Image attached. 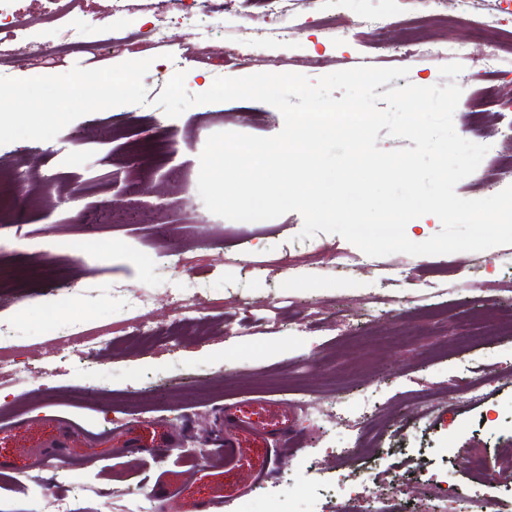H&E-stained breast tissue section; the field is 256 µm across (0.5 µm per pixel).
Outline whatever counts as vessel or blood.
I'll use <instances>...</instances> for the list:
<instances>
[{
	"label": "vessel or blood",
	"mask_w": 512,
	"mask_h": 512,
	"mask_svg": "<svg viewBox=\"0 0 512 512\" xmlns=\"http://www.w3.org/2000/svg\"><path fill=\"white\" fill-rule=\"evenodd\" d=\"M224 431L218 460L194 464L189 475L162 473L152 488L153 497L177 505L179 512H223L234 499L251 493L269 477L279 449L296 439L287 406L262 401L243 407L224 405ZM119 436L127 450L160 452L175 447L172 433L151 432L132 425Z\"/></svg>",
	"instance_id": "obj_1"
}]
</instances>
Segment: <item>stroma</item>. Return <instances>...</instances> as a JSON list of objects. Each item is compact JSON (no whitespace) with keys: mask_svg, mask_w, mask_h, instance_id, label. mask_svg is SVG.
Listing matches in <instances>:
<instances>
[{"mask_svg":"<svg viewBox=\"0 0 512 512\" xmlns=\"http://www.w3.org/2000/svg\"><path fill=\"white\" fill-rule=\"evenodd\" d=\"M8 7L29 24L17 34L20 61L0 68V88L23 85L48 101L50 117L41 128L24 114L0 127V164L17 163L28 178L20 207L13 180H0V238L10 243L0 252V320L18 323L23 347L0 365V426L22 420L44 431L66 415L100 432L134 421L164 425L180 443L119 454L97 445L58 478L26 457L0 481V512H55L59 495L70 512H132L162 470L216 455L224 404L260 397L295 405L298 441L265 485L224 512H336L337 498L361 484L373 512L377 498L397 490L411 499L434 475L458 512L479 495L512 512V492L467 469L479 449L499 470L502 449L512 448V334L479 339L486 311L512 308V245L375 258L336 234L300 238L296 212L258 222L216 216L198 193L208 136H273L280 112L233 100L170 118L155 103L179 71L192 94L245 72L314 81L358 66L405 67L393 86H432L445 84L440 68L456 60L454 126L495 149L455 191L489 197L512 185L502 165L512 158V0H240L234 15L192 10L158 45L139 38L154 22L142 0H79L66 15L51 0ZM76 22L98 42L96 55L27 58L30 44L54 48ZM111 28L131 34L126 49L105 43ZM451 44L464 55H439ZM234 53L249 56L246 68L229 64ZM94 70L131 83V94L103 109L61 95ZM171 132L178 149L160 152ZM173 244L175 265L166 255ZM192 272L206 286L186 311L172 295ZM73 281L96 290L68 291ZM135 297L174 341L144 347L127 336L92 358L63 342L76 325L135 316ZM462 374L475 394L453 390ZM424 400L442 417L420 419ZM358 438L360 455L337 459Z\"/></svg>","mask_w":512,"mask_h":512,"instance_id":"35a3bbf8","label":"stroma"}]
</instances>
